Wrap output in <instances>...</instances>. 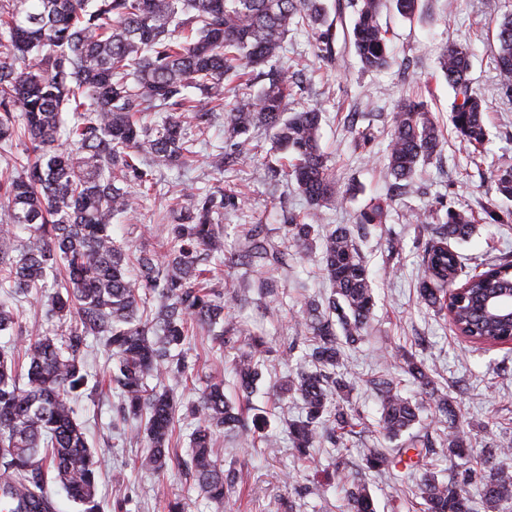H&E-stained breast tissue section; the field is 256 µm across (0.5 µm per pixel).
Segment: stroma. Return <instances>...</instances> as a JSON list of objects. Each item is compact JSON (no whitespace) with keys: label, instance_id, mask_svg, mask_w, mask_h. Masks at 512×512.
<instances>
[{"label":"stroma","instance_id":"1","mask_svg":"<svg viewBox=\"0 0 512 512\" xmlns=\"http://www.w3.org/2000/svg\"><path fill=\"white\" fill-rule=\"evenodd\" d=\"M446 4L447 0H422L423 14L413 21L392 11L383 13L393 60L381 71L362 70L351 55L344 63L327 64L317 57L314 39L305 29L289 32L285 42V55L301 84L290 97L289 107L294 112L321 107V145L333 176L349 190L343 204L324 207L325 224L355 223L359 212L377 198L389 203L385 223L356 239L374 280L376 305L364 339L347 352L355 382L350 394L355 434L346 437L343 449L319 448L305 461L298 459L288 441L287 423L300 415L301 402L294 396L277 395L276 390L302 354L291 343L305 301L326 295L329 285L316 259L284 238L290 216L306 209L298 190L281 176L287 166L286 153L275 147L268 132L259 130L252 134L255 150L251 159L234 160L221 174L212 171L206 156L223 143L224 112L212 109L205 94L196 90L192 96L200 110L212 114V126L198 146V156L185 169L159 170L155 186L139 188L137 217L114 222L112 236L132 252L155 250L167 235L162 219L167 202L220 186L243 194V208L225 210L218 220L224 257L212 263L213 283L219 289L233 286L237 295L233 316L262 333L267 342L269 368L244 410L268 418L266 433L273 443L247 448L219 437L218 463L225 468L242 466L251 473L241 495L221 508L200 491L187 468L161 475L141 469L148 444L113 428L120 399L110 383L112 355L102 342L91 341L83 355L88 388L76 408L88 442L96 450L101 512H170L176 502L182 504L183 512H342V486L327 482L324 474L339 455L346 459V475L366 483L379 512H418V474L401 468L378 474L367 470L363 461L366 449L392 445L377 425L378 394L373 378L394 379L407 394L418 391L411 376L386 358L388 351L399 347L412 350L441 392L453 400L459 412L456 424L467 432L474 454L499 445L512 447V344L471 347L417 293L420 255L430 227L408 222V214L431 218L442 204L467 208L478 216L473 236L454 245L464 273H473L482 262L512 261V200L501 196L493 181L497 166L512 164V99L499 89L494 62L496 21L512 10V0H457L452 10ZM451 44L469 50L472 83L489 103L485 115L489 139L481 158L474 162L450 130L454 94L445 77L437 73L438 58ZM425 81L433 87L428 109L446 131L442 156L410 188L400 191L393 188L385 168L391 115L413 86ZM352 112L359 113L358 125L366 129L367 140L355 138L348 130L346 117ZM488 210L499 214L500 222H483ZM253 224L262 225L267 239L284 251L285 262L279 269L270 272L258 263L250 267L230 264V257L243 248L244 227ZM270 277L277 282L271 290L262 285ZM187 352V378L175 388L184 405L178 414L177 453L182 457L188 453L196 425L186 403L196 399L210 377L231 372V362L222 351H208L195 341Z\"/></svg>","mask_w":512,"mask_h":512}]
</instances>
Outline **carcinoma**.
Segmentation results:
<instances>
[{
	"mask_svg": "<svg viewBox=\"0 0 512 512\" xmlns=\"http://www.w3.org/2000/svg\"><path fill=\"white\" fill-rule=\"evenodd\" d=\"M388 1L409 20L420 11V0L352 4L344 49L368 71L391 63L389 29L382 23ZM302 28L313 31L320 58L335 60L322 0H0V29L7 35L0 42L6 58L0 62V147L25 146L0 171V335L22 341L20 348L0 345V496L15 502L17 512H54L50 480L85 512H97V461L74 407L87 385L82 356L91 337L103 341L115 360L111 382L121 397L119 423L148 443L142 467L163 472L173 464L178 409L171 384L185 376V346L199 330L208 333L211 347L235 351L237 400L224 393V380L212 378L188 406L198 419L189 449L198 487L222 506L249 483L244 468L217 466L219 435L272 445L263 434L266 419L257 416L249 424L237 410L266 368L264 337L232 320L234 297L214 288L209 268L211 260L224 258L215 217L244 205V197L217 190L180 206L159 253H130L112 239L113 220L132 219L139 208L130 182L153 185L155 169L182 168L197 156L183 119L191 118L203 134L210 118L197 110L190 88L224 108V143L237 156H251L250 132L259 129L290 155L285 177L304 196L307 211L286 225V236L304 252L317 236L330 294L323 305L305 302L298 322L311 368H296L280 386L300 397L304 412L288 422V439L306 459L348 432L343 402L353 383L340 369L346 368L345 348L363 338L375 290L349 227L320 231L325 204L343 201L346 193L330 175L320 144L322 109L288 111L295 82L281 57L288 33ZM496 40L499 85L512 98V12L498 22ZM439 68L454 92V132L477 151L487 137L488 104L472 86L470 54L452 44ZM258 78L264 84L253 93ZM150 112L166 116L142 122ZM443 139L424 100L397 104L386 154L396 188L410 187L441 157ZM494 181L498 193L512 197L511 165L498 167ZM385 220L386 209L376 203L357 216L363 225ZM475 223L473 213L447 209L423 249L418 292L448 317L456 335L477 346L503 345L512 340V324L478 313L474 303L512 284V261L489 263L456 284L459 256L449 241L469 238ZM244 260L270 268L281 263V251L259 224L246 230L244 250L231 264ZM454 287L458 292L450 298ZM19 296L46 301L64 331H22L7 304ZM400 359L437 422L456 421L452 402L415 355L403 349ZM373 384L386 437L396 439L420 422L425 402L404 395L391 379ZM440 443L449 458L470 459L468 436L459 427H450ZM434 445L427 434L412 436L398 448L367 449L365 464L376 473L411 467L409 451L425 460ZM483 465L482 501L492 509L512 502V472L491 457ZM332 468L343 481L344 512H377L366 484L348 480L342 460ZM420 472V512H477L466 489L471 468L452 480L438 478L426 463Z\"/></svg>",
	"mask_w": 512,
	"mask_h": 512,
	"instance_id": "1",
	"label": "carcinoma"
}]
</instances>
